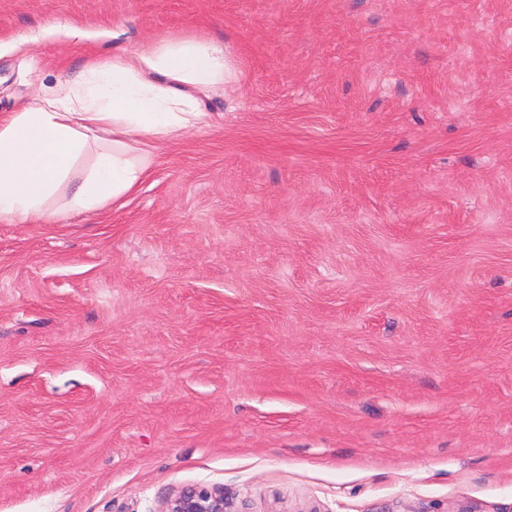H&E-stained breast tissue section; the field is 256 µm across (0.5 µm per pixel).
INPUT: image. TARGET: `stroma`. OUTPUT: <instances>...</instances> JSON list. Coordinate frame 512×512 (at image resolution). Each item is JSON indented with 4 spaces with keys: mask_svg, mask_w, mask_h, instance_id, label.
<instances>
[{
    "mask_svg": "<svg viewBox=\"0 0 512 512\" xmlns=\"http://www.w3.org/2000/svg\"><path fill=\"white\" fill-rule=\"evenodd\" d=\"M182 37L207 124L0 222V512H512V0H0V115ZM162 512H227V507L222 491L189 486L170 496Z\"/></svg>",
    "mask_w": 512,
    "mask_h": 512,
    "instance_id": "35a3bbf8",
    "label": "stroma"
}]
</instances>
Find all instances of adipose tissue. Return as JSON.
<instances>
[{
  "mask_svg": "<svg viewBox=\"0 0 512 512\" xmlns=\"http://www.w3.org/2000/svg\"><path fill=\"white\" fill-rule=\"evenodd\" d=\"M236 78L226 49L199 38L88 62L61 91L0 118V221L48 224L133 192L150 169L153 143L205 124L198 94ZM97 132L111 133V146L76 172ZM64 186V203L51 207Z\"/></svg>",
  "mask_w": 512,
  "mask_h": 512,
  "instance_id": "1",
  "label": "adipose tissue"
}]
</instances>
